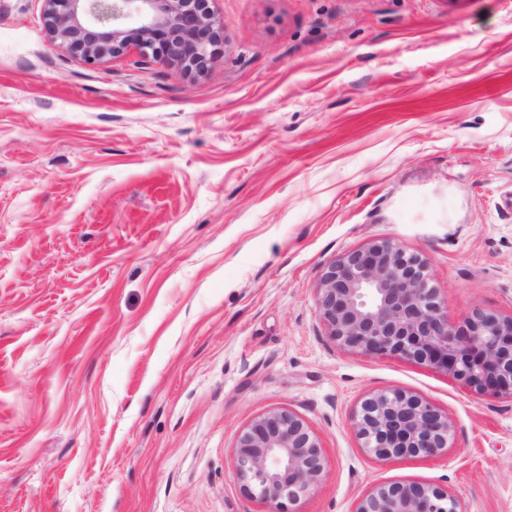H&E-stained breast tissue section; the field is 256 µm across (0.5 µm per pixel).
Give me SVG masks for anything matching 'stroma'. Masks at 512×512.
Returning a JSON list of instances; mask_svg holds the SVG:
<instances>
[{"label": "stroma", "instance_id": "1", "mask_svg": "<svg viewBox=\"0 0 512 512\" xmlns=\"http://www.w3.org/2000/svg\"><path fill=\"white\" fill-rule=\"evenodd\" d=\"M205 72L89 65L0 0V512H264L238 439L286 408L325 456L299 512L393 482L512 512V398L340 349L317 287L376 241L452 322L512 313V0H209ZM452 424L365 452L374 391ZM363 448L379 458L434 456L447 448L448 417L434 405L403 389L370 393L353 414Z\"/></svg>", "mask_w": 512, "mask_h": 512}]
</instances>
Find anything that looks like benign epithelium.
Listing matches in <instances>:
<instances>
[{"label":"benign epithelium","mask_w":512,"mask_h":512,"mask_svg":"<svg viewBox=\"0 0 512 512\" xmlns=\"http://www.w3.org/2000/svg\"><path fill=\"white\" fill-rule=\"evenodd\" d=\"M48 39L94 64L130 44L159 63L203 71L214 58L217 21L208 0H43ZM317 306L327 336L349 352L395 354L428 363L479 392L512 397V315L477 310L448 321L426 261L390 242L354 250L328 265ZM363 448L379 458L433 456L452 425L434 405L403 389L367 395L353 414ZM243 489L265 512H297L324 472L325 458L305 422L268 412L240 436L235 455ZM355 512H468L451 492L417 482L380 485Z\"/></svg>","instance_id":"benign-epithelium-1"}]
</instances>
